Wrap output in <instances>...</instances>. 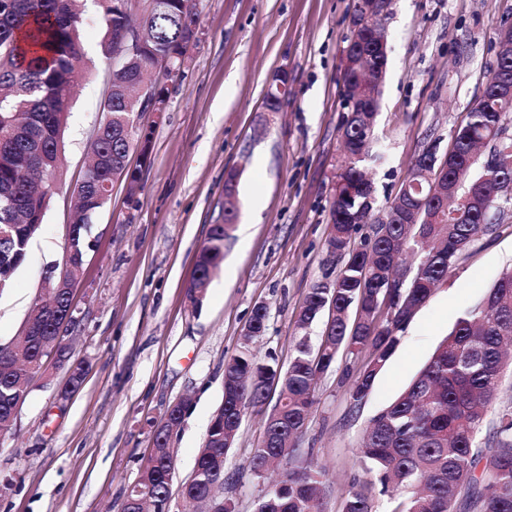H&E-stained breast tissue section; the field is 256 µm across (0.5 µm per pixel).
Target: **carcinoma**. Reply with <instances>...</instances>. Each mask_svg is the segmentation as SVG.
<instances>
[{"label": "carcinoma", "instance_id": "cac0c4a2", "mask_svg": "<svg viewBox=\"0 0 512 512\" xmlns=\"http://www.w3.org/2000/svg\"><path fill=\"white\" fill-rule=\"evenodd\" d=\"M86 0H0V185L12 189L10 201L0 200V294L10 288L16 271L26 260L31 240L39 233L38 214H46L50 194L45 179L59 175V153L75 95L73 61L83 57L81 34ZM105 28L100 48L112 53L109 32L125 26L112 14V0H97ZM199 21L196 0H155L147 21V52L178 53L186 26L182 19ZM149 74L143 58L129 60L112 71L114 119L102 130L91 153L104 159L86 171L78 183L69 229L71 261L81 267L90 232V214L110 195L114 180L135 151V133L125 129L123 115L137 112L142 99L136 85ZM502 76L512 78V53H496V67L479 98L478 107L453 132L456 161L448 167V187L456 200L468 197L483 203L468 206L456 217L439 211L427 197L426 185L408 170L400 192L423 200L427 224H403L377 219L371 233L356 238L361 225L352 223L363 201L362 187L369 182L366 166L384 164L388 154L375 135L353 124L341 135L354 142L360 158L343 157L336 175L330 206L331 233L327 253L340 263L336 273L335 313L323 306L324 290L309 288L298 317L308 327L323 321L322 341L311 351L298 345L288 372L276 363L263 365L278 376V400L265 415V446L257 448L247 467L262 477L274 465H288L286 485H276L258 502V512H321L324 471L302 458L297 438L316 403L314 382L339 356L356 360L368 354L350 390L351 409L365 402L377 375L399 342L398 332L411 321L416 308L432 290L448 279L461 253L479 238L494 232L501 203L495 186L512 179V166L502 162L494 171L477 167L473 144L490 139L493 149L512 158V135L506 125L512 98L497 91ZM40 154L29 155L30 145ZM236 214L211 226L208 242L197 255L188 296L205 295L210 269L224 260V245L231 238ZM69 289L57 283L43 289L35 301L29 323L34 334L19 336L22 356L0 358V433L15 424L17 405L25 403L33 380L47 356L66 353L57 342L56 328L70 308ZM242 350L224 362V403L208 428L203 450L196 459L186 495L208 500L211 487L224 484V455L235 444L240 422L239 403L264 406L269 392L240 382L241 373L257 364L245 337ZM512 341V270L504 272L484 300L460 318L435 349L408 387L368 421L361 463L372 472L380 492L396 502L392 512H512V409L498 413L483 443L488 408L495 399L502 371L512 355L504 349ZM175 457L166 430L153 434V448L130 486L123 512H163L168 477ZM342 512H372L369 498L351 491Z\"/></svg>", "mask_w": 512, "mask_h": 512}]
</instances>
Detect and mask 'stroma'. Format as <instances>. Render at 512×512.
I'll return each mask as SVG.
<instances>
[{"instance_id": "stroma-1", "label": "stroma", "mask_w": 512, "mask_h": 512, "mask_svg": "<svg viewBox=\"0 0 512 512\" xmlns=\"http://www.w3.org/2000/svg\"><path fill=\"white\" fill-rule=\"evenodd\" d=\"M357 0H199L200 39L180 78L151 79L167 95L147 116L151 163L142 189L125 183L96 215L75 305L84 319L70 337L86 365L80 391L62 399L66 372L34 378L10 433L0 434V512H122L167 407L184 400L174 429L176 477L191 476L210 419L224 398V361L237 353L255 306L267 328L250 345L257 362L287 365L299 341L318 348L322 324L297 323L308 288L327 271L326 240L343 112L338 90ZM512 0H392L388 64L376 135L389 161L370 176L378 206L398 192L429 142L446 153L451 131L478 100L496 64L494 39ZM103 25L88 4L77 67V96L64 132L61 178L40 233L11 288L0 294V342L21 333L41 290L42 272L61 261L71 191L88 161L111 59ZM288 69V99L264 111L267 90ZM239 174L237 220L224 261L200 306L186 296L196 255L224 214V174ZM512 268V212L470 245L447 281L400 334L360 411L347 390L359 362L337 359L316 386L317 403L298 448L322 467L323 512H342L350 489L373 512H392L360 463L368 419L393 401L466 311ZM263 417L247 414L224 460V495L254 512L273 486L246 467Z\"/></svg>"}]
</instances>
